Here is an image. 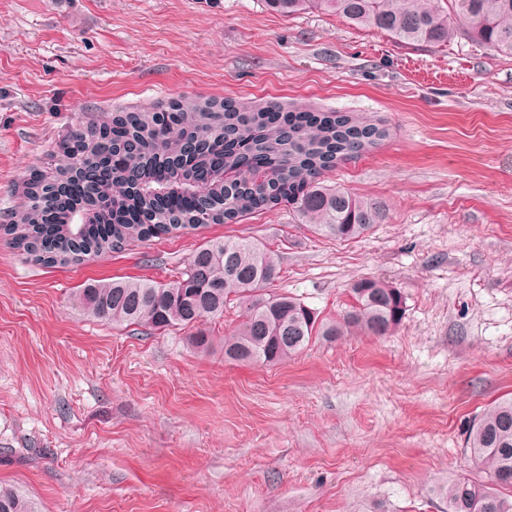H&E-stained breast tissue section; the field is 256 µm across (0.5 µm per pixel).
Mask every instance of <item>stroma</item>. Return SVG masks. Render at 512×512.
Wrapping results in <instances>:
<instances>
[{
    "label": "stroma",
    "mask_w": 512,
    "mask_h": 512,
    "mask_svg": "<svg viewBox=\"0 0 512 512\" xmlns=\"http://www.w3.org/2000/svg\"><path fill=\"white\" fill-rule=\"evenodd\" d=\"M225 98L387 124L326 175L386 220L339 241L281 206L69 267L0 241V483L39 512H446L433 486L485 479L469 420L512 395V57L265 0H0V214L76 123ZM225 235L265 242L274 291L320 318L379 278L402 321L268 366L225 361L234 305L201 353L190 329L115 328L67 302L96 280L174 281Z\"/></svg>",
    "instance_id": "35a3bbf8"
}]
</instances>
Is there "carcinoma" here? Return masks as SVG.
I'll use <instances>...</instances> for the list:
<instances>
[{
  "label": "carcinoma",
  "mask_w": 512,
  "mask_h": 512,
  "mask_svg": "<svg viewBox=\"0 0 512 512\" xmlns=\"http://www.w3.org/2000/svg\"><path fill=\"white\" fill-rule=\"evenodd\" d=\"M289 16L330 13L349 25L376 28L399 43L437 47L464 35L512 57V0H265ZM375 124L345 112L288 109L278 101L179 100L145 112H115L108 124H76L29 174L26 205L0 224V238L39 265H78L92 256L206 224H231L283 203L303 224L338 240L356 239L384 218L381 207L324 184L342 156L358 158L377 143ZM129 185L121 194L115 189ZM177 191H199L196 203L160 207ZM277 277L274 251L255 238L205 242L170 283L127 280L88 283L68 297L78 314L146 331L195 327L191 343L207 350L200 328L224 317L242 319L224 335V357L278 363L315 336H385L401 322V291L376 278L356 281L351 304L323 322L297 298L268 289ZM472 461L488 481L465 477L438 488L448 512H512V396L477 415L466 432ZM0 512H35L33 502L0 485Z\"/></svg>",
  "instance_id": "1"
}]
</instances>
